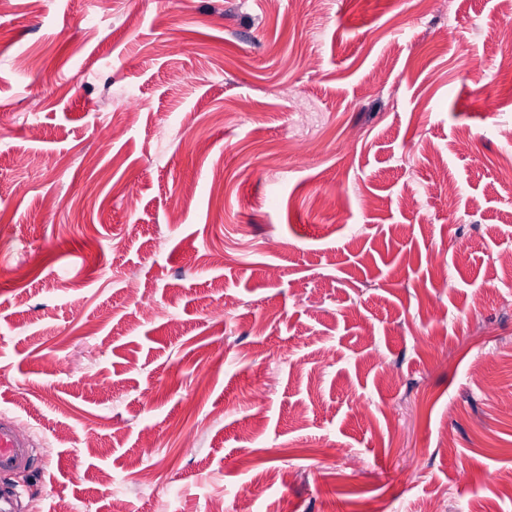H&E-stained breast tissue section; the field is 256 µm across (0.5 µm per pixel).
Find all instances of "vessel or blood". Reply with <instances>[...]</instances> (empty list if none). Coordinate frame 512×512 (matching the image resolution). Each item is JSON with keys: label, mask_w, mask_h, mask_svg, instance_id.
<instances>
[{"label": "vessel or blood", "mask_w": 512, "mask_h": 512, "mask_svg": "<svg viewBox=\"0 0 512 512\" xmlns=\"http://www.w3.org/2000/svg\"><path fill=\"white\" fill-rule=\"evenodd\" d=\"M30 436L17 421L0 418V512H18L22 493L8 477L26 468L34 458Z\"/></svg>", "instance_id": "1"}]
</instances>
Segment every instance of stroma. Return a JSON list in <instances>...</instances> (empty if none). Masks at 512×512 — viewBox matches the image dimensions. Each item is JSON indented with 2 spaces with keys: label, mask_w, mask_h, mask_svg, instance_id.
<instances>
[{
  "label": "stroma",
  "mask_w": 512,
  "mask_h": 512,
  "mask_svg": "<svg viewBox=\"0 0 512 512\" xmlns=\"http://www.w3.org/2000/svg\"><path fill=\"white\" fill-rule=\"evenodd\" d=\"M510 30L512 0H0L27 512H512Z\"/></svg>",
  "instance_id": "1"
}]
</instances>
